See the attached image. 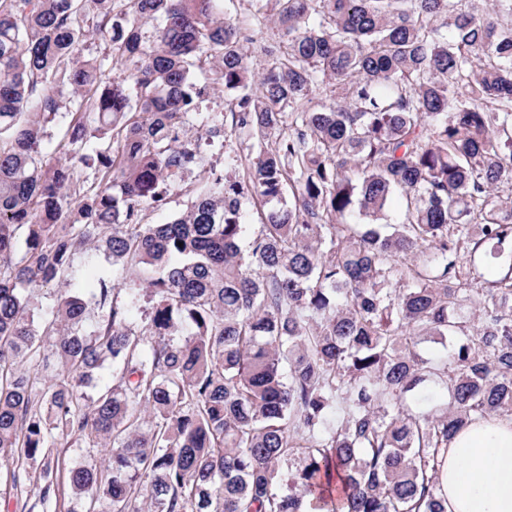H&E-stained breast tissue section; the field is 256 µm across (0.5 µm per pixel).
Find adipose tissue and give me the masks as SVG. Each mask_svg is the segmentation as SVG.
Wrapping results in <instances>:
<instances>
[{"instance_id":"ef3b65f1","label":"adipose tissue","mask_w":512,"mask_h":512,"mask_svg":"<svg viewBox=\"0 0 512 512\" xmlns=\"http://www.w3.org/2000/svg\"><path fill=\"white\" fill-rule=\"evenodd\" d=\"M439 477L447 512H512V420L468 423L449 443Z\"/></svg>"}]
</instances>
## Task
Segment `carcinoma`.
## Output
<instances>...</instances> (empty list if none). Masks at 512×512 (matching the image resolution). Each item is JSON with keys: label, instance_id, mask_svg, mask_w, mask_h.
<instances>
[{"label": "carcinoma", "instance_id": "obj_1", "mask_svg": "<svg viewBox=\"0 0 512 512\" xmlns=\"http://www.w3.org/2000/svg\"><path fill=\"white\" fill-rule=\"evenodd\" d=\"M218 2L0 0V471L44 502L70 439L104 455L69 470L87 512H447L440 452L512 419V0H253L259 70ZM192 125L228 168L148 224L201 167ZM100 252L142 287L85 298ZM456 335L441 366L416 351ZM202 168L195 169L179 189H174L167 195V204L159 209H150L147 212V221L151 224H163L170 221L175 215L187 210L192 199V189L194 188Z\"/></svg>", "mask_w": 512, "mask_h": 512}]
</instances>
